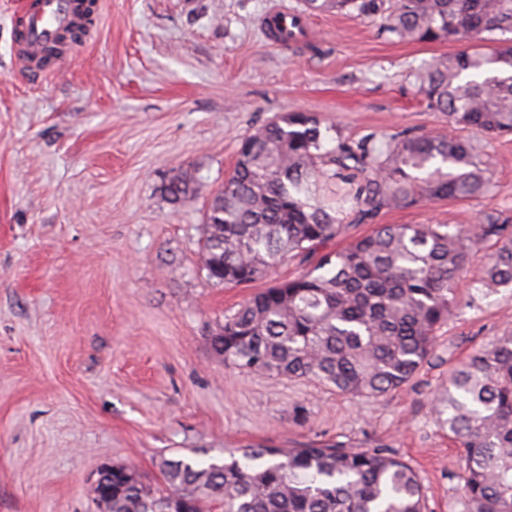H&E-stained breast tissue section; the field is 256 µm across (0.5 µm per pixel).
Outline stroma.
Here are the masks:
<instances>
[{"instance_id": "stroma-1", "label": "stroma", "mask_w": 512, "mask_h": 512, "mask_svg": "<svg viewBox=\"0 0 512 512\" xmlns=\"http://www.w3.org/2000/svg\"><path fill=\"white\" fill-rule=\"evenodd\" d=\"M86 44L52 72L13 53L19 0H0V512H99L102 464L163 486L160 458L318 442L389 448L420 476L427 512H465L461 448L433 406L449 369L512 328V288L462 308L402 389L349 398L313 381L225 365L209 338L254 292L370 234L351 224L267 278L230 287L200 269L205 208L241 142L277 115L315 112L346 137L447 127L413 70L462 43H397L344 13L309 16L307 44L261 26L298 0H97ZM485 197L384 210L380 224L512 232V134L483 141ZM191 197L170 202L172 176Z\"/></svg>"}]
</instances>
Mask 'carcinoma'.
<instances>
[{
  "instance_id": "cac0c4a2",
  "label": "carcinoma",
  "mask_w": 512,
  "mask_h": 512,
  "mask_svg": "<svg viewBox=\"0 0 512 512\" xmlns=\"http://www.w3.org/2000/svg\"><path fill=\"white\" fill-rule=\"evenodd\" d=\"M354 14L397 42L476 41L412 77L430 110L482 137L512 133V0H301L298 13ZM322 121L289 112L240 146L224 187L204 213L200 269L224 286L265 278L384 209L485 196L492 173L477 140L440 130L333 138ZM346 185L333 202L323 184ZM165 191L190 197V178ZM488 214L481 223L383 224L312 269L265 288L210 336L224 362L249 374L312 380L338 393L379 398L428 362L437 331L456 314L454 287L478 259L486 294L512 287V234ZM437 422L460 443L466 512H512V330L448 372ZM164 487L106 465L93 487L102 512H424L419 476L389 448H248L243 459L199 452L160 461Z\"/></svg>"
}]
</instances>
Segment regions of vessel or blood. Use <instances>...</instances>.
<instances>
[{
	"label": "vessel or blood",
	"mask_w": 512,
	"mask_h": 512,
	"mask_svg": "<svg viewBox=\"0 0 512 512\" xmlns=\"http://www.w3.org/2000/svg\"><path fill=\"white\" fill-rule=\"evenodd\" d=\"M82 23L77 0H27L23 21L15 34L20 65L42 69L46 45Z\"/></svg>",
	"instance_id": "b4317fda"
}]
</instances>
